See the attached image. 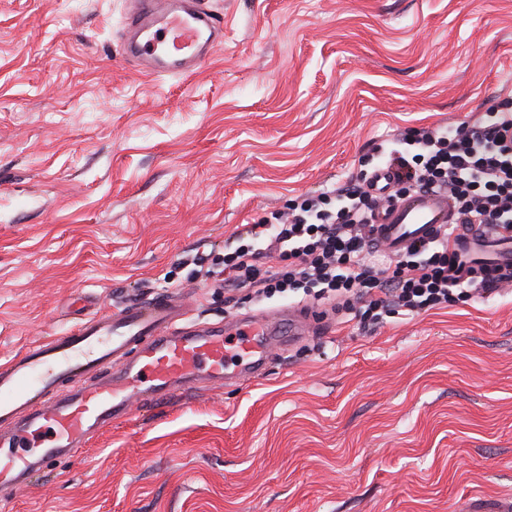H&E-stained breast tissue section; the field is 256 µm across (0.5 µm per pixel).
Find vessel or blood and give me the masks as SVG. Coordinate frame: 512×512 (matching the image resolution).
Wrapping results in <instances>:
<instances>
[{
	"instance_id": "vessel-or-blood-1",
	"label": "vessel or blood",
	"mask_w": 512,
	"mask_h": 512,
	"mask_svg": "<svg viewBox=\"0 0 512 512\" xmlns=\"http://www.w3.org/2000/svg\"><path fill=\"white\" fill-rule=\"evenodd\" d=\"M123 59L152 78L192 76L224 43V19L209 0H127ZM446 193L416 191L377 212L373 236L400 254L455 223ZM484 262L512 266V240L466 236ZM320 313L285 306L232 323L191 317L175 294L79 319L0 364V500L49 465L153 404L203 384L260 378L270 357L313 332Z\"/></svg>"
}]
</instances>
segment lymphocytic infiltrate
Instances as JSON below:
<instances>
[{"label":"lymphocytic infiltrate","mask_w":512,"mask_h":512,"mask_svg":"<svg viewBox=\"0 0 512 512\" xmlns=\"http://www.w3.org/2000/svg\"><path fill=\"white\" fill-rule=\"evenodd\" d=\"M376 157L394 171L392 197L446 191L457 223L404 253L381 249L372 241L370 218L385 200L370 190L368 165L245 225L204 277L218 267L223 288L352 303L358 325L368 330L397 313L417 316L512 288V272L497 271L460 246L471 232L512 236V101L447 127L407 130L378 146Z\"/></svg>","instance_id":"f902f5d3"}]
</instances>
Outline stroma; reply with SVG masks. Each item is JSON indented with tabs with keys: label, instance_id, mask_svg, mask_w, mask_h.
Returning a JSON list of instances; mask_svg holds the SVG:
<instances>
[{
	"label": "stroma",
	"instance_id": "stroma-1",
	"mask_svg": "<svg viewBox=\"0 0 512 512\" xmlns=\"http://www.w3.org/2000/svg\"><path fill=\"white\" fill-rule=\"evenodd\" d=\"M187 79L121 57L124 0H0V363L103 312L182 295L243 225L375 143L512 98V0H210ZM328 336L242 384L143 407L0 512H512V293Z\"/></svg>",
	"mask_w": 512,
	"mask_h": 512
}]
</instances>
